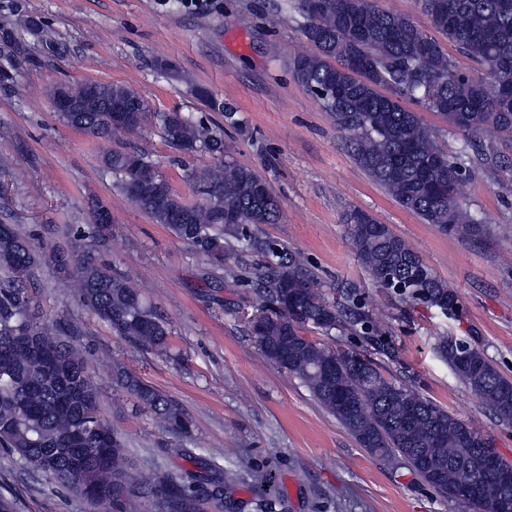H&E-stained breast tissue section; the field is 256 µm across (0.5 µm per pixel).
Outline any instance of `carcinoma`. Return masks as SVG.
Wrapping results in <instances>:
<instances>
[{"label": "carcinoma", "instance_id": "carcinoma-1", "mask_svg": "<svg viewBox=\"0 0 512 512\" xmlns=\"http://www.w3.org/2000/svg\"><path fill=\"white\" fill-rule=\"evenodd\" d=\"M436 33H424L403 15L376 0H295L305 19L302 34L313 52L295 58L300 84L336 119L356 163L402 209L444 233L469 236L481 220L459 198L467 167L452 161L421 115L402 104L413 100L437 113L453 132L473 138L470 162L494 175L511 171L512 159L484 150L481 140L512 137V0H418ZM489 67L487 78L458 69L438 37ZM35 63L14 23L0 21V87H18L20 69ZM83 112H59L64 124L113 144L100 155L102 174L117 195L154 223L237 280L243 265L230 255L258 258L249 282L263 302L250 319L262 354L297 378L358 444L382 459L400 458L435 491L472 506L475 512H503L512 486L501 482L489 459L491 438L422 396L385 376L359 352L335 351L305 336L309 326L369 329L370 315L356 288L345 289L338 307L317 288L298 253L259 229L277 224L280 202L264 178L235 160L224 130L179 111L152 112L145 99L118 83L68 85ZM142 112L139 122L118 121L111 108ZM158 131L180 156L206 155L204 167L184 168L194 201L183 200L137 146L121 137ZM92 223L70 247H36L20 224H0V446L33 474L74 491L104 512H133L128 496L125 441L101 416L100 391L80 349L65 340L64 319L48 323L38 270L48 267L64 282L67 297L134 344L157 351L169 345L168 323L147 304L127 276L97 262L93 252L112 238L102 215L109 207L90 198ZM355 252L370 279L405 300L452 311L457 295L426 266L388 225L361 210L347 215ZM297 295L299 308L285 297ZM437 351L460 382L504 423H512V378L500 373L475 344L451 336ZM112 381L124 386L148 412L180 433L189 432L181 407L123 367ZM171 452L192 468L146 495H160L167 512H195L202 496L220 499L233 473L189 448ZM427 460V474L419 461ZM476 488L472 499L455 489Z\"/></svg>", "mask_w": 512, "mask_h": 512}]
</instances>
